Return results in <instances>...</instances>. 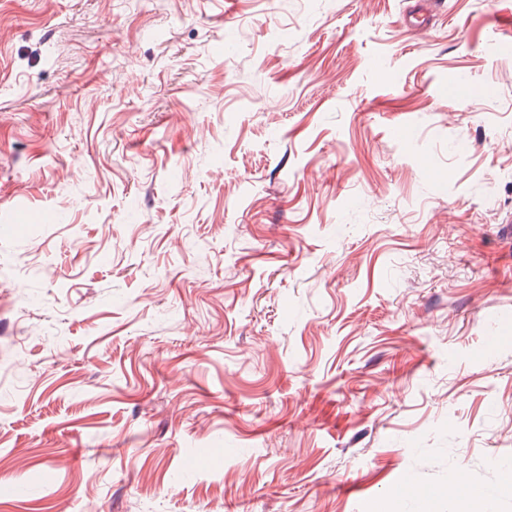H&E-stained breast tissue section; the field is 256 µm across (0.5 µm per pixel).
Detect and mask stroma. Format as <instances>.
Masks as SVG:
<instances>
[{"instance_id": "1", "label": "stroma", "mask_w": 512, "mask_h": 512, "mask_svg": "<svg viewBox=\"0 0 512 512\" xmlns=\"http://www.w3.org/2000/svg\"><path fill=\"white\" fill-rule=\"evenodd\" d=\"M510 10L0 0V512H512Z\"/></svg>"}]
</instances>
